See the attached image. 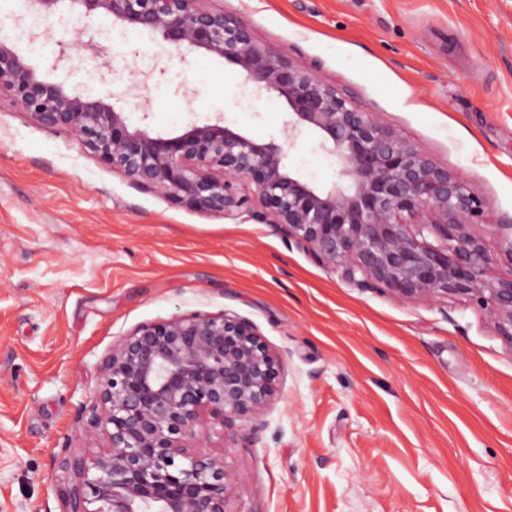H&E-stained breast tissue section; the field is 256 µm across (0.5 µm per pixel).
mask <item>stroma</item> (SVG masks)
Returning <instances> with one entry per match:
<instances>
[{
	"mask_svg": "<svg viewBox=\"0 0 512 512\" xmlns=\"http://www.w3.org/2000/svg\"><path fill=\"white\" fill-rule=\"evenodd\" d=\"M307 66L489 206L471 232L512 268V0H207ZM73 86L123 93L135 126L223 116L281 140L285 105L223 59L157 36L107 44ZM293 169L319 186L333 156L306 134ZM251 199L229 216L134 185L0 98V512H63L62 449L104 357L140 324L192 312L250 320L281 357L265 424L207 444L238 477L240 512H512V345L464 297L402 302L320 265Z\"/></svg>",
	"mask_w": 512,
	"mask_h": 512,
	"instance_id": "stroma-1",
	"label": "stroma"
}]
</instances>
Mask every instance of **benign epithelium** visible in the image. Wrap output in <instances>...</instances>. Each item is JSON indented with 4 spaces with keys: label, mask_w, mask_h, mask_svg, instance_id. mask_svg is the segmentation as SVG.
<instances>
[{
    "label": "benign epithelium",
    "mask_w": 512,
    "mask_h": 512,
    "mask_svg": "<svg viewBox=\"0 0 512 512\" xmlns=\"http://www.w3.org/2000/svg\"><path fill=\"white\" fill-rule=\"evenodd\" d=\"M201 2L25 0L26 13L10 17L16 26L28 15L86 19L80 49L60 41L37 65L0 34V95L182 207L229 214L256 195L264 223L361 288H385L404 302L466 296L490 311L512 344V267H494L470 233L486 200L302 63ZM99 20L156 34L184 57L203 51L236 66L244 83L285 103V143L259 142L221 116L175 135L134 126L129 112L146 111L136 78L117 99L75 91L69 82L82 62L104 56ZM309 131L336 157L338 181L329 187L286 164L285 146ZM406 216L420 220L408 224ZM280 369L253 324L236 314L195 312L137 326L102 361L87 423H77L102 429L106 446L94 455L65 448L56 458L69 475L59 488L67 512H237L235 474L204 442L211 429L237 420L263 427Z\"/></svg>",
    "instance_id": "obj_1"
}]
</instances>
